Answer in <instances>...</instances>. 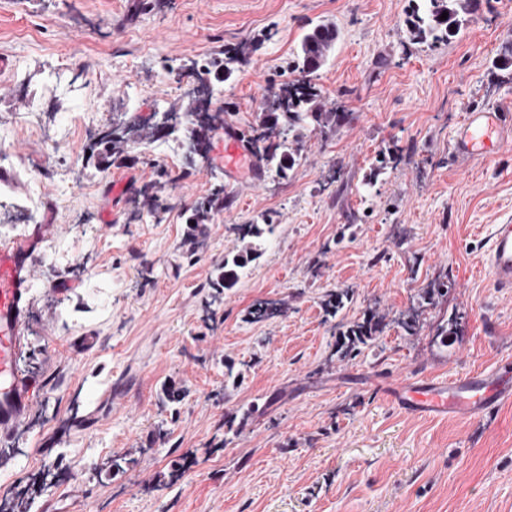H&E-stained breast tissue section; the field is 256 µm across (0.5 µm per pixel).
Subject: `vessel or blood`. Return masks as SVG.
Segmentation results:
<instances>
[{
    "label": "vessel or blood",
    "instance_id": "b4317fda",
    "mask_svg": "<svg viewBox=\"0 0 512 512\" xmlns=\"http://www.w3.org/2000/svg\"><path fill=\"white\" fill-rule=\"evenodd\" d=\"M512 143V115L495 110L468 112L454 135V150L464 159L486 155ZM250 158L239 128L224 134V167L238 173ZM55 230L37 224L24 236L0 244V440H11L32 412L41 384L18 359L26 348L24 326L35 283L32 256ZM487 270L495 288L512 292V222L496 224L486 242ZM390 399L413 417H454L463 421L512 403V362L460 377L395 380L385 384Z\"/></svg>",
    "mask_w": 512,
    "mask_h": 512
}]
</instances>
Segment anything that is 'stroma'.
Here are the masks:
<instances>
[{
	"label": "stroma",
	"mask_w": 512,
	"mask_h": 512,
	"mask_svg": "<svg viewBox=\"0 0 512 512\" xmlns=\"http://www.w3.org/2000/svg\"><path fill=\"white\" fill-rule=\"evenodd\" d=\"M411 5L0 0V141L13 154L0 163V243L26 232L16 216L33 201L57 227L34 257L19 360L44 388L0 443V512H512V403L471 423L416 418L374 384L512 360V294L494 288L485 254L512 217V144L468 164L453 150L467 112L512 113V68L494 65L512 0H488L435 47L412 41ZM322 20L340 38L313 81L350 120L307 130L286 177L226 174L222 122L198 152L158 127L159 113L196 106L190 64L210 112L247 126ZM115 121L136 134L127 159L89 156L86 128ZM218 190L223 208L190 226ZM265 213L276 234L216 293L238 226ZM344 289L327 315V293ZM260 301L282 310L250 322ZM370 316L376 340L340 359L338 332Z\"/></svg>",
	"instance_id": "obj_1"
}]
</instances>
